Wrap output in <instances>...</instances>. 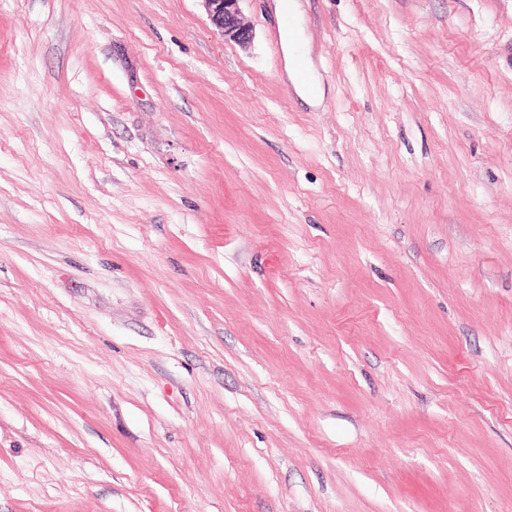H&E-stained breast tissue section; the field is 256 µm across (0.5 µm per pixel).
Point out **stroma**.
<instances>
[{"label": "stroma", "instance_id": "1", "mask_svg": "<svg viewBox=\"0 0 512 512\" xmlns=\"http://www.w3.org/2000/svg\"><path fill=\"white\" fill-rule=\"evenodd\" d=\"M0 0V512H512V0ZM242 0H201L211 23L241 46L252 40V30L243 22L239 2ZM276 13L285 16L289 14L293 17V24L289 29L281 30V39L286 46L285 52V74L295 89L296 93L302 98L312 102L318 101V82L312 73V68L308 56L307 43L303 37V30L300 27V15L297 0H276ZM300 60L306 63V69L309 72V82L304 83L298 76L297 64ZM314 87L312 91L311 88Z\"/></svg>", "mask_w": 512, "mask_h": 512}]
</instances>
